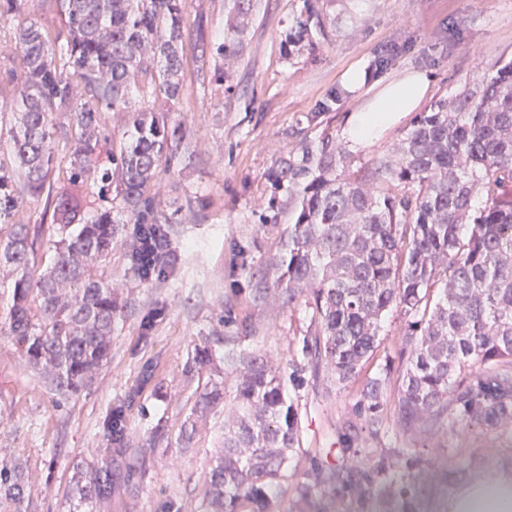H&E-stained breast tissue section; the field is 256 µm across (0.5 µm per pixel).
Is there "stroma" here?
Here are the masks:
<instances>
[{
  "label": "stroma",
  "mask_w": 512,
  "mask_h": 512,
  "mask_svg": "<svg viewBox=\"0 0 512 512\" xmlns=\"http://www.w3.org/2000/svg\"><path fill=\"white\" fill-rule=\"evenodd\" d=\"M302 0H260L245 50L228 82L216 81L214 60L203 46L224 36V0H183L186 92L170 113L186 133L182 161L161 171L152 193L158 207L174 212L171 247L177 258L164 281L146 284L130 270L126 241L118 239L105 274L124 285L130 304L112 339V358L81 395L57 400L28 369L11 339L0 333V459L27 465L35 512H68L73 462L105 457L102 421L112 405L131 401L128 438L144 463L129 484L116 486L99 512H194L202 498L209 458L224 437L220 419L201 423L194 445L182 447L181 428L197 397L185 387L184 364L195 343L222 318L250 317L249 345L280 363L300 359L303 310L249 302L237 265L239 246L255 260L275 249V234L259 230L254 211L267 192L265 172L296 143L311 112L345 135L348 117L388 81L411 71L430 79L419 106L427 111L447 93L477 82L498 61H512V0H334L328 43L285 56L282 38ZM14 26L0 21V103L17 94L23 75L12 51ZM355 69L359 84L346 81ZM332 102L322 112L324 102ZM404 115L363 146L349 145L356 168L370 166L409 128ZM154 314L150 333L142 320ZM348 390L301 392L303 448H337V429L353 412ZM162 444L149 447L156 425ZM414 445L435 461L434 499L454 487L442 472L467 475L512 470V441L459 431L422 433Z\"/></svg>",
  "instance_id": "obj_1"
}]
</instances>
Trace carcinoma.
<instances>
[{
  "mask_svg": "<svg viewBox=\"0 0 512 512\" xmlns=\"http://www.w3.org/2000/svg\"><path fill=\"white\" fill-rule=\"evenodd\" d=\"M64 37L50 39L28 0H0V19L17 20L14 49L24 80L10 102L5 140L12 166H0V222L24 195L60 183L45 267L35 261L27 224L0 231V272L13 280L4 327L27 366L61 399L93 385L108 362L124 319L118 286L102 277L112 244L127 224L140 237L127 251L140 281L168 277L170 259L149 260L143 244L167 238L173 215L149 194L162 167L178 160L180 125L168 113L184 95L181 0H57ZM303 0L287 29L284 52L317 48L328 37L323 3ZM259 0H227L224 39L207 46L222 61L218 78L242 56ZM140 97L126 131L112 139L105 114ZM66 121H58V117ZM295 148L265 174L269 194L256 223L279 234L276 250L256 261L238 250L252 303L302 307V360L310 372L345 385L359 377L379 347L383 316L405 318L395 356L357 390L360 423L341 427L345 446L320 456L296 476L289 512H332L350 500L356 512H423L425 478L435 463L424 448H367L392 414L402 435L512 429V62L496 74L421 112L390 152L353 170L336 132L302 129ZM69 144L55 177V144ZM288 224L279 227L283 212ZM252 325L218 332L194 346L184 366L193 383L224 346L227 390L209 376L183 423L191 442L197 424L221 404L224 444L209 460L198 512H274L302 451L300 394L287 391L281 368L242 346ZM127 408L109 409L102 429L107 458L76 467L69 512H93L137 472L128 445ZM27 471L0 466V509L30 512Z\"/></svg>",
  "mask_w": 512,
  "mask_h": 512,
  "instance_id": "cac0c4a2",
  "label": "carcinoma"
}]
</instances>
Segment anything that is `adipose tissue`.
Here are the masks:
<instances>
[{
    "label": "adipose tissue",
    "instance_id": "adipose-tissue-1",
    "mask_svg": "<svg viewBox=\"0 0 512 512\" xmlns=\"http://www.w3.org/2000/svg\"><path fill=\"white\" fill-rule=\"evenodd\" d=\"M428 90V80L417 73L389 81L383 93L352 114L346 135L355 145L378 136L402 115L417 109ZM441 512H512V472L474 476L462 482L444 501Z\"/></svg>",
    "mask_w": 512,
    "mask_h": 512
}]
</instances>
